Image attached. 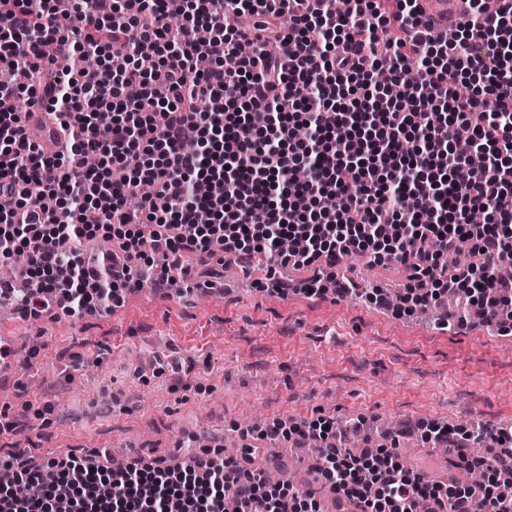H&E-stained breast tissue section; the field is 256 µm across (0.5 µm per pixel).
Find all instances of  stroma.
Wrapping results in <instances>:
<instances>
[{
    "mask_svg": "<svg viewBox=\"0 0 512 512\" xmlns=\"http://www.w3.org/2000/svg\"><path fill=\"white\" fill-rule=\"evenodd\" d=\"M362 293L271 296L249 277L221 295H128L94 315L39 320L0 314V336L17 349L18 374L0 386V454L46 457L99 454L123 447L128 458L179 464L186 444L204 438L225 456L262 449L282 472L313 478V459L288 457L286 441L263 439L275 421L364 418L370 443L385 416L413 423L398 453L425 475L444 478L459 464L423 437L444 425L457 439L474 425L487 434L512 426V335L486 324L442 330L421 313L398 317L368 300L372 291L403 295L394 260L349 262ZM189 367L186 378L174 363Z\"/></svg>",
    "mask_w": 512,
    "mask_h": 512,
    "instance_id": "1",
    "label": "stroma"
}]
</instances>
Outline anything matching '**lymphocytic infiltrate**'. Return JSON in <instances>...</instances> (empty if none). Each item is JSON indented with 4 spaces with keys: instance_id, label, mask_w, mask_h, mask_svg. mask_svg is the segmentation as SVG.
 <instances>
[{
    "instance_id": "obj_1",
    "label": "lymphocytic infiltrate",
    "mask_w": 512,
    "mask_h": 512,
    "mask_svg": "<svg viewBox=\"0 0 512 512\" xmlns=\"http://www.w3.org/2000/svg\"><path fill=\"white\" fill-rule=\"evenodd\" d=\"M321 2L181 0L174 17L165 0H0V67L26 63L0 83V263L25 257L24 286L0 280V293L21 317L118 307L262 256L296 269L395 257L410 282L398 315L448 292L490 322L512 306V0H470L448 37L419 0ZM472 75L483 92L460 94ZM44 84L68 139L54 154L18 108ZM462 132L482 167L457 152ZM474 210L487 222L468 223ZM95 239L109 248L89 266L79 247ZM461 250L472 264L449 269ZM264 435L316 443L317 484L276 490L202 454L113 469L9 452L0 512H320L325 492L337 512H512L493 482L462 488L392 448L348 451L331 419ZM29 484L40 495L18 496Z\"/></svg>"
}]
</instances>
